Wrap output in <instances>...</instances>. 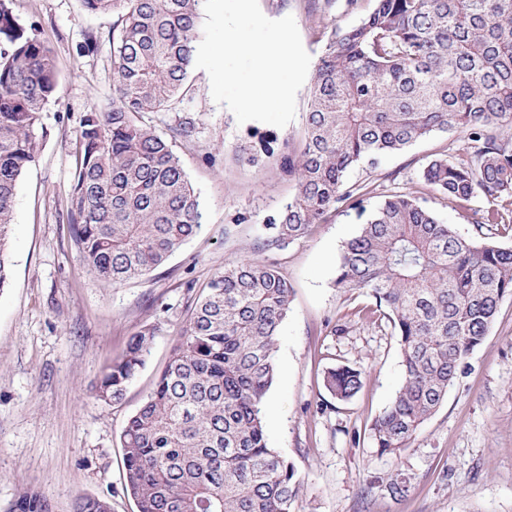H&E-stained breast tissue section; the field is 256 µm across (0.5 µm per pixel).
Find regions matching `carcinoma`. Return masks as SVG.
<instances>
[{
	"label": "carcinoma",
	"mask_w": 512,
	"mask_h": 512,
	"mask_svg": "<svg viewBox=\"0 0 512 512\" xmlns=\"http://www.w3.org/2000/svg\"><path fill=\"white\" fill-rule=\"evenodd\" d=\"M112 14V102L81 119L68 219L79 261L117 288L162 266L201 226L194 187L168 141L142 121L187 91L204 0H81ZM0 287L16 187L34 161L41 112L58 92L52 50L0 0ZM512 0H373L349 28L332 27L309 88L304 141L283 157L293 183L267 219L258 248L227 263L200 293L144 404L121 434L124 485L137 512H296L293 466L269 447L262 407L276 377L277 336L292 288L261 257L307 235L341 209L365 212L376 188L348 181L435 133L458 134L455 152L421 177L442 199L471 212L478 235L409 194L376 205L342 247L336 287L368 290L398 336L402 382L371 422L380 454L415 440L483 343L501 302L512 298ZM153 334L132 336L91 388L120 402L145 367ZM339 401L363 386L350 366L327 371ZM392 497L397 473L374 478ZM12 512H49L37 493ZM76 512H110L83 499Z\"/></svg>",
	"instance_id": "carcinoma-1"
}]
</instances>
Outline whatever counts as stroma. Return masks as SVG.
Listing matches in <instances>:
<instances>
[{
    "mask_svg": "<svg viewBox=\"0 0 512 512\" xmlns=\"http://www.w3.org/2000/svg\"><path fill=\"white\" fill-rule=\"evenodd\" d=\"M271 19L293 16L302 44L318 58L331 27L354 25L371 0H259ZM21 23L52 48L59 94L41 114L45 131L20 179L0 289V512L18 495L37 492L49 512H73L76 499L104 498L112 512H136L123 479L120 435L164 368L189 310L225 263L251 253L259 229L291 197L280 167L284 140L300 143L308 90L296 115L278 128L238 123L211 95L208 74L190 72L189 90L161 112L143 116L170 142L191 180L202 226L155 272L105 288L77 258L67 212L76 142L85 112L112 98V15L87 13L80 0H12ZM98 48L81 52L87 36ZM456 134L437 133L382 160L372 173L385 191L423 195L421 171L450 153ZM246 223H237L239 215ZM357 211L266 252L293 288L277 340L278 376L263 409L270 447L295 469L298 512H512V298L504 299L485 341L409 448L378 455L372 419L401 382L398 339L387 321L368 323L375 300L335 285L341 249L358 231ZM151 329L144 369L120 403L107 406L92 383L132 336ZM350 365L365 372L362 389L336 400L326 372ZM402 474L405 497L369 488L370 476Z\"/></svg>",
    "mask_w": 512,
    "mask_h": 512,
    "instance_id": "stroma-1",
    "label": "stroma"
}]
</instances>
